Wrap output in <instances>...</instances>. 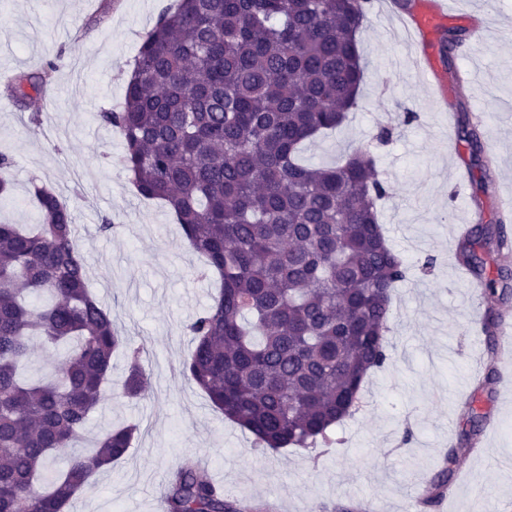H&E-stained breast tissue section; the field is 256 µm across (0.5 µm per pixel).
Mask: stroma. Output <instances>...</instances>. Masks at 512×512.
<instances>
[{
  "label": "stroma",
  "instance_id": "obj_1",
  "mask_svg": "<svg viewBox=\"0 0 512 512\" xmlns=\"http://www.w3.org/2000/svg\"><path fill=\"white\" fill-rule=\"evenodd\" d=\"M173 0H0V66L37 71L55 62L45 99L20 105L0 80V152L14 160L0 218L37 221L32 186L52 185L74 212L88 287L111 309L133 345L142 347L152 392L130 402L119 386L125 360H112V385L90 417L87 437L137 422L130 452L96 473L72 512H161L169 470L183 459L201 461L238 500L267 501L274 512H340L372 501L376 512H408L435 474L450 440L465 428L461 394L494 417L496 428L479 455L460 459L464 479L451 497L465 512H493L512 502V404L477 391L467 378L477 345L464 330L469 304L458 279L457 228L494 214V200L512 194V38L481 51L456 54L452 71L471 70L485 95L468 100L481 124L489 175L474 171L468 196L457 198L455 167L472 160L468 144L449 140L448 118L430 115L428 92L411 79L414 52L440 54V31L408 44L398 32L393 0H372L360 48L367 73L358 106L335 133L307 146L304 163L330 165L366 144L389 187L379 221L408 267L392 296L387 334L390 360L367 377L359 407L314 448H258L248 431L213 409L179 367L194 346L188 324L216 294L217 280L197 276L198 254L163 204L136 194L122 163L123 143L99 125V112L123 101L128 74L161 9ZM39 125H32L31 115ZM393 130L379 143L380 127ZM116 229L101 232L103 218ZM436 258L425 266L426 255Z\"/></svg>",
  "mask_w": 512,
  "mask_h": 512
}]
</instances>
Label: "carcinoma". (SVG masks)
Segmentation results:
<instances>
[{
	"instance_id": "cac0c4a2",
	"label": "carcinoma",
	"mask_w": 512,
	"mask_h": 512,
	"mask_svg": "<svg viewBox=\"0 0 512 512\" xmlns=\"http://www.w3.org/2000/svg\"><path fill=\"white\" fill-rule=\"evenodd\" d=\"M370 0H178L143 37L122 105L99 113L122 138L136 193L166 204L187 246L220 277L219 292L188 325L194 347L181 372L224 417L264 448H308L348 416L368 373L388 360L393 288L406 277L379 224L389 195L367 147L340 164L299 163L304 143L343 125L366 65L360 35ZM469 41L446 32V58ZM56 69L21 71L7 85L19 103L40 96ZM460 137L482 145L468 113ZM13 160L0 152V194ZM39 223L0 224V512H68L76 492L123 458L137 426L78 447L104 401L112 355L126 338L87 287L74 214L47 184H33ZM503 225L481 221L457 258L488 293L507 288L497 262ZM46 297L39 306L32 297ZM496 356L495 321H483ZM63 353L56 377H28L32 340ZM133 350L122 396L150 381ZM448 449L423 499L435 506L454 482L487 416ZM71 450L55 467V452ZM193 460L169 476L162 512H245Z\"/></svg>"
}]
</instances>
